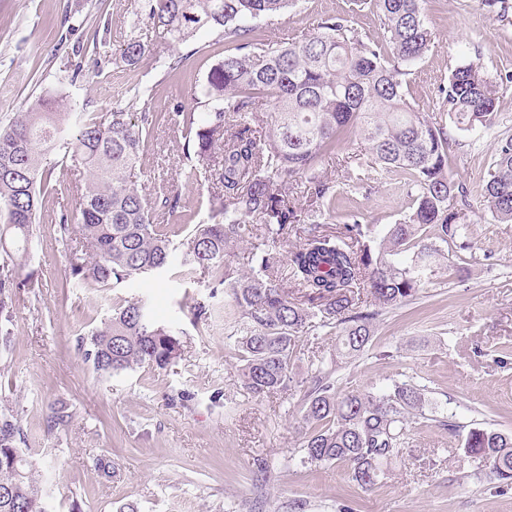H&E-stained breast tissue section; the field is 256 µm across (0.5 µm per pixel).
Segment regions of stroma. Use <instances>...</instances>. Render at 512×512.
I'll return each instance as SVG.
<instances>
[{"instance_id":"stroma-1","label":"stroma","mask_w":512,"mask_h":512,"mask_svg":"<svg viewBox=\"0 0 512 512\" xmlns=\"http://www.w3.org/2000/svg\"><path fill=\"white\" fill-rule=\"evenodd\" d=\"M145 5L0 0V116L48 92L73 94L102 113L119 103L135 113L192 108L193 90L215 61L216 36L200 33L195 55L169 75L157 59L170 49L144 21ZM349 5L297 0L251 25L257 39L276 45ZM421 7L435 39L413 68L411 101L437 111L447 126L449 175L468 191L462 211L473 249L450 257L412 301L380 310L370 346L352 360L336 357L344 325L308 327L288 390L255 399L243 387L233 291L211 288L201 269L178 259L166 272L114 288L72 287L56 221L61 209L75 208L77 195L69 176L54 170L30 259L7 270L26 286L15 298L12 346L0 354V404L17 410L22 450L51 472L59 512H119L128 503L139 512H512V485L478 469L461 448L473 427L512 433V223L492 221L483 202L497 143L512 138V21L496 20L481 0H422ZM131 38L150 48L134 66L120 55ZM476 58L499 84L497 117L468 132L440 112V90L451 69ZM345 151L360 155L363 180L346 181L340 166L325 161L336 208L323 223H342L352 212L381 228L398 222L407 202L402 179L374 171L357 146ZM192 165L182 133L160 123L134 171L147 192L172 186L181 193L183 216L164 222L177 246L207 222L215 189L213 178L193 176ZM124 298L145 301L178 332L181 355L167 368L109 377L83 362L78 339ZM200 301L209 312L197 323ZM323 367L333 368L341 391L406 381L434 407L413 423L401 460L374 485H358L346 465L302 459L304 395ZM61 401L74 417L65 430L49 431L47 418ZM100 457L114 466L113 477L94 470Z\"/></svg>"}]
</instances>
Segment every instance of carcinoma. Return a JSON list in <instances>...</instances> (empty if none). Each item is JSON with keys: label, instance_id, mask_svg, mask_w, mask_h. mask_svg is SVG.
Instances as JSON below:
<instances>
[{"label": "carcinoma", "instance_id": "cac0c4a2", "mask_svg": "<svg viewBox=\"0 0 512 512\" xmlns=\"http://www.w3.org/2000/svg\"><path fill=\"white\" fill-rule=\"evenodd\" d=\"M383 38H364L341 16L318 22L313 33L272 46L254 36L248 22L273 18L294 0H148L147 19L158 38L186 45L202 31L224 41L194 93L189 112L143 113L126 108L89 112L70 95L48 94L0 124V266L29 257L38 224V200L49 171L47 156L80 188L72 214L60 216L62 240L75 247L69 277L75 287L108 288L167 267L171 240L157 214L179 212L181 194L161 190L146 199L134 180L153 122L184 129L194 170L211 172L216 154L221 190L212 194L210 223L187 239L183 262L211 274L212 287L227 284L239 308L237 347L242 383L254 397L283 391L301 333L314 317L322 325L347 323L342 354L355 356L371 342L378 311L417 295L452 247L471 249L457 200L466 190L448 175V134L434 114L407 98V77L433 41L420 0H374ZM502 20L512 0H482ZM150 52L143 42L123 44L122 58L135 64ZM188 55L163 61L178 74ZM441 107L460 130L487 128L496 116L498 85L476 60L451 70ZM359 137L372 163L406 179L409 206L400 222L375 237L372 224H339L324 231L320 210L302 211L291 200L304 181L315 201L335 209L334 185L323 180L325 160L337 158L345 140ZM483 199L493 219L512 222V138L499 142ZM263 226L250 272L224 266L229 244ZM302 226L304 241L288 256L290 290L277 276L266 246L288 228ZM431 228L435 240L422 232ZM23 287L0 278V351L12 345L13 303ZM83 361L104 376L143 367L165 369L181 354L177 334L158 324L147 308L126 300L112 316L78 341ZM421 389L398 382L380 392L342 393L319 382L305 399L309 428L302 448L310 463H346L352 479L371 486L384 463L402 457L412 418L426 416ZM72 411L58 404L47 420L65 429ZM17 413L0 407V512H54L49 475L18 446ZM465 456L502 480L512 479V434L475 427L462 444Z\"/></svg>", "mask_w": 512, "mask_h": 512}]
</instances>
